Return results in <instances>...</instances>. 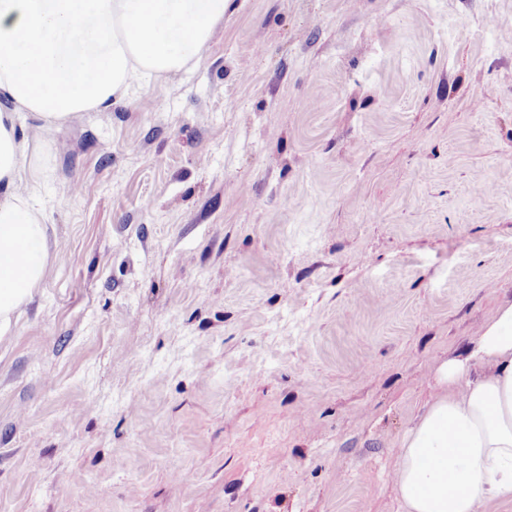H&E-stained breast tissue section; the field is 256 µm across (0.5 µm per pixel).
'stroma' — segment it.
Returning <instances> with one entry per match:
<instances>
[{
  "instance_id": "35a3bbf8",
  "label": "stroma",
  "mask_w": 512,
  "mask_h": 512,
  "mask_svg": "<svg viewBox=\"0 0 512 512\" xmlns=\"http://www.w3.org/2000/svg\"><path fill=\"white\" fill-rule=\"evenodd\" d=\"M30 180L0 512H403L437 361L512 302V0H230Z\"/></svg>"
}]
</instances>
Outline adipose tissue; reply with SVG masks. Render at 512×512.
<instances>
[{
    "mask_svg": "<svg viewBox=\"0 0 512 512\" xmlns=\"http://www.w3.org/2000/svg\"><path fill=\"white\" fill-rule=\"evenodd\" d=\"M227 0H0V335L46 268L44 212L18 193L38 140L109 107L139 75L197 61ZM433 398L406 431L395 473L404 512H479L512 503V303L435 370Z\"/></svg>",
    "mask_w": 512,
    "mask_h": 512,
    "instance_id": "adipose-tissue-1",
    "label": "adipose tissue"
}]
</instances>
